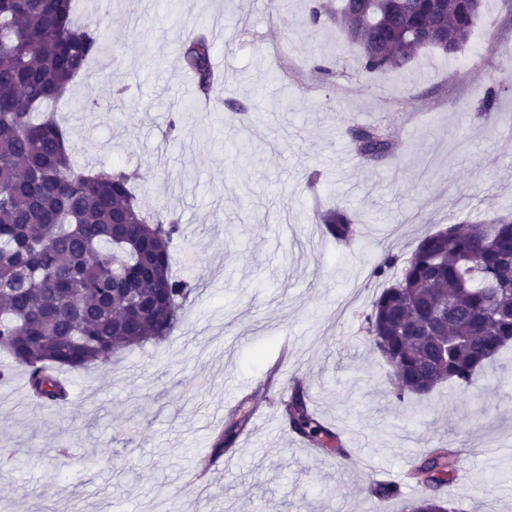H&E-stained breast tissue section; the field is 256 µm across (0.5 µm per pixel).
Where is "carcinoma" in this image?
I'll return each mask as SVG.
<instances>
[{"mask_svg": "<svg viewBox=\"0 0 512 512\" xmlns=\"http://www.w3.org/2000/svg\"><path fill=\"white\" fill-rule=\"evenodd\" d=\"M312 0L309 22L336 23L358 48L367 72L405 75L425 46L413 32L439 27L431 48L446 56L467 43L482 0ZM73 0H0V351L25 370L30 395L59 404V375L105 361L120 345L163 341L192 292L171 274L174 219L143 207L136 174L101 166L77 170L70 135L35 112L62 98L98 51V30L72 20ZM181 57L199 94L217 96L212 45L203 32L183 41ZM355 152L370 161L392 150L387 130L352 132ZM321 223L351 242L355 220L336 208ZM368 343L396 371V399L426 395L450 382L475 384L486 362L512 341V215L450 224L425 236L400 276L382 290L365 317ZM291 431L316 448L334 436L315 420L303 392L285 406ZM219 434L208 468L234 443ZM458 450L434 448L410 473L429 493L404 512H450L436 490L454 470ZM382 503L400 495L375 483Z\"/></svg>", "mask_w": 512, "mask_h": 512, "instance_id": "1", "label": "carcinoma"}]
</instances>
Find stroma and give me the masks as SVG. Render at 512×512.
<instances>
[{"label":"stroma","instance_id":"stroma-1","mask_svg":"<svg viewBox=\"0 0 512 512\" xmlns=\"http://www.w3.org/2000/svg\"><path fill=\"white\" fill-rule=\"evenodd\" d=\"M104 43L51 111L76 166L137 171L140 202L178 221L172 272L194 287L166 340L72 373L60 405H33L26 376L0 384V512H402L371 474L458 448L441 488L453 512H512V345L472 391L443 383L397 400L365 317L398 268L446 225L512 212V0H485L464 66L422 51L406 76L367 73L307 0H78ZM213 63L245 114L192 107L185 34L214 21ZM504 89L492 112L490 87ZM392 135L372 162L351 131ZM357 237L323 234L332 206ZM300 383L356 465L290 431L282 386ZM248 419L204 485L187 473L221 430Z\"/></svg>","mask_w":512,"mask_h":512}]
</instances>
